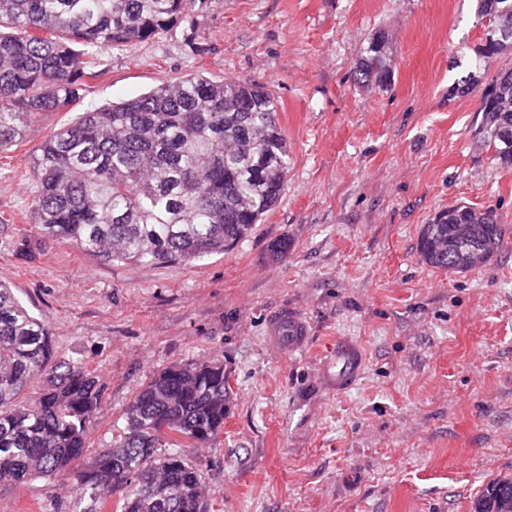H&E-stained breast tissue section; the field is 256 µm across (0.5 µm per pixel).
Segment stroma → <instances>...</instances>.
Wrapping results in <instances>:
<instances>
[{
  "mask_svg": "<svg viewBox=\"0 0 512 512\" xmlns=\"http://www.w3.org/2000/svg\"><path fill=\"white\" fill-rule=\"evenodd\" d=\"M477 0H198L158 38L101 56L72 106L0 154V278L52 328L58 357L104 386L89 447L109 444L157 370L221 361L231 385L215 444H182L209 512H472L512 478V167L474 139L478 93L450 96L484 37ZM393 79L355 86L378 31ZM200 72L266 86L288 138L278 205L224 253L183 265L105 263L44 243L27 212L42 141L87 110ZM491 209L503 248L458 274L424 264L422 225ZM288 243L282 257L271 246ZM308 346L266 343L280 309ZM363 361L329 392L319 356ZM69 478L0 485V512H65Z\"/></svg>",
  "mask_w": 512,
  "mask_h": 512,
  "instance_id": "stroma-1",
  "label": "stroma"
}]
</instances>
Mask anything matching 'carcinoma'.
Listing matches in <instances>:
<instances>
[{"mask_svg":"<svg viewBox=\"0 0 512 512\" xmlns=\"http://www.w3.org/2000/svg\"><path fill=\"white\" fill-rule=\"evenodd\" d=\"M196 0H0V153L23 140L38 116L80 99L100 75L101 54L159 37ZM477 17L512 32V0H477ZM512 50L483 40L472 70L449 89L465 94L482 61ZM387 36L361 48L354 80L391 82ZM475 120V136L501 159L512 128V78L495 75ZM29 220L48 242L67 240L105 262L180 265L245 238L281 199L288 139L277 100L251 82L191 74L147 93L94 108L48 136L33 163ZM459 224L473 242L504 245L491 210L459 205L420 228L417 250L433 268L456 271ZM37 376L46 385L19 400ZM231 386L219 361L175 363L135 394L117 438L78 469L104 389L82 363L57 358L49 326L0 278V483L71 477L69 512H98L121 494L122 512H208L199 464L176 448L206 445L224 430ZM512 506V479L486 485L474 512Z\"/></svg>","mask_w":512,"mask_h":512,"instance_id":"carcinoma-1","label":"carcinoma"}]
</instances>
